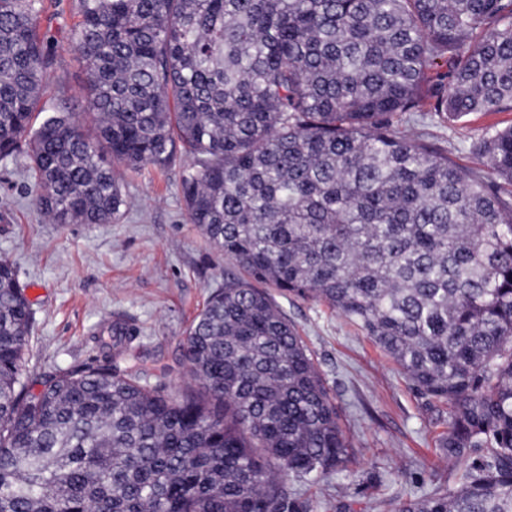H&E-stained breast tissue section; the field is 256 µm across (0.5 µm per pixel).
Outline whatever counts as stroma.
I'll list each match as a JSON object with an SVG mask.
<instances>
[{
	"mask_svg": "<svg viewBox=\"0 0 512 512\" xmlns=\"http://www.w3.org/2000/svg\"><path fill=\"white\" fill-rule=\"evenodd\" d=\"M41 28L57 41L48 105L80 113L83 67L69 40L74 0H44ZM512 126V110L477 112L441 122L425 119L427 141L448 160L485 172L474 149L485 131ZM186 158L164 169L118 168L126 205L109 224H51L39 212L25 153L0 158V258L15 266L36 324L28 367L51 371L108 354L112 325L136 329L126 364L165 374L172 390L190 384L185 331L229 261L189 220L182 193ZM280 305L297 325L331 387L353 446L347 470L320 486L342 512H390L389 502L421 495L432 474L457 478L463 462L438 448L448 416L411 388L398 367L356 327L326 305L295 298Z\"/></svg>",
	"mask_w": 512,
	"mask_h": 512,
	"instance_id": "1",
	"label": "stroma"
}]
</instances>
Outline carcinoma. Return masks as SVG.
Wrapping results in <instances>:
<instances>
[{"label":"carcinoma","instance_id":"1","mask_svg":"<svg viewBox=\"0 0 512 512\" xmlns=\"http://www.w3.org/2000/svg\"><path fill=\"white\" fill-rule=\"evenodd\" d=\"M89 133L43 105V0H0V153L28 139L40 210L110 224L115 166L189 157L191 223L229 259L187 329L198 388L105 360L24 368L0 258V512H319L347 468L335 398L276 295L325 304L448 406L451 482L392 512H512V126L488 179L414 133L512 110V0H76ZM444 63L446 70L430 73ZM39 392H33L34 386Z\"/></svg>","mask_w":512,"mask_h":512}]
</instances>
